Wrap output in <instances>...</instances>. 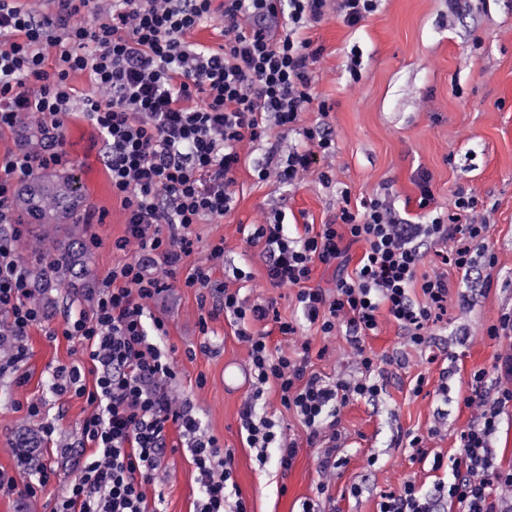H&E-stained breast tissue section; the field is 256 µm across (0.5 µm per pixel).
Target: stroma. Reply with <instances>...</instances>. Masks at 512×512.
Segmentation results:
<instances>
[{"label":"stroma","mask_w":512,"mask_h":512,"mask_svg":"<svg viewBox=\"0 0 512 512\" xmlns=\"http://www.w3.org/2000/svg\"><path fill=\"white\" fill-rule=\"evenodd\" d=\"M307 34L323 48L315 65V88L329 106L327 115L304 113L303 123L327 122L336 139V154L327 166L331 182L318 174L285 187L276 180L257 181L252 175L262 146L243 144L244 162L237 174L236 209L224 219L192 228L196 250L178 270V278L199 265L211 269L215 285L239 290L252 302L274 300L282 317L297 315L296 288L271 287L264 277L260 247L246 243L241 228L263 223L267 214H284L289 233L305 225L333 220L336 195L351 192L352 200L377 196L400 217L425 224L431 211L448 213L458 188L479 201L478 216L490 226L487 248L477 251L469 274L450 272L452 284L448 320L431 337L434 362L405 347V338L389 317H381L366 349L382 362L383 390L375 401H349L341 408L337 429L344 460L336 474L321 472L320 450L275 391H268L259 412L278 415L298 454L281 474L276 458L258 465L240 428L239 413L252 394L248 347L224 315L206 318L194 289L174 287L149 301V317L164 321L166 336L158 345L168 354L175 377L163 389L174 405H190L204 432L234 454L237 492L250 512H299L306 500L321 512H376L381 494L395 492L412 481L425 494L453 479L458 456L455 433L470 421L473 410L464 403L474 390L471 376L494 371L512 356L511 336H488L499 316L512 312V0H378L375 12L354 26L343 23L335 6ZM362 54L359 77L347 68L351 48ZM63 148L69 171L82 197V209L102 215L99 224L85 225L86 237L98 239L92 252L96 279H103L117 256L113 239L125 233V214L100 156L97 130L75 111L64 120ZM429 175L431 211L418 208L420 175ZM223 242L224 254L214 258L210 246ZM252 272L236 280V269ZM45 314L28 337V357L20 372L23 383L0 378V471L29 481L13 453L18 432L53 422L56 431L41 449L51 479L37 495H0V512H49L61 487L79 473L90 451L80 448V424L93 407L86 398L55 395V366L78 365L86 382H93L92 365L79 345L63 337L64 321L91 313L84 293L51 288L35 296ZM272 349L300 351L303 343L323 350L312 360L315 371L332 379L352 380L358 369L344 334L326 338L308 324L285 337L270 330ZM424 374L421 393H413L414 378ZM42 405L30 417L29 402ZM426 435L427 456L406 447L408 432ZM74 447L64 458L60 447ZM441 469H433L434 455ZM328 485V497L318 493ZM362 489L352 496L351 486ZM145 492L151 512H196L200 497L188 440L170 428L167 451Z\"/></svg>","instance_id":"1"}]
</instances>
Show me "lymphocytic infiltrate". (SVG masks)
Wrapping results in <instances>:
<instances>
[{"label": "lymphocytic infiltrate", "instance_id": "obj_1", "mask_svg": "<svg viewBox=\"0 0 512 512\" xmlns=\"http://www.w3.org/2000/svg\"><path fill=\"white\" fill-rule=\"evenodd\" d=\"M327 0H0V129L30 119L59 129L81 108L97 129L112 194L125 213V233L112 243L120 259L101 281L91 314L67 319L64 336L85 349L94 385L80 366L59 365L52 373L55 394L86 398L95 411L80 427L82 443L95 447L78 477L63 487L51 512H148L144 486L167 450L169 425L191 441L192 463L200 476L199 512H224L234 482L232 457L202 431L189 405L173 406L158 386L173 378L172 363L154 343L165 335L162 320H148L147 302L170 289L156 261L178 268L194 250L189 229L235 208L236 174L243 143H267L254 175L293 185L316 171L336 151L325 127H305L301 116L328 106L315 93L313 65L322 49L304 30L323 15ZM215 22L223 44L189 42V35ZM284 24L275 36L272 29ZM87 74L95 95L75 100L70 77ZM302 137L299 148L282 152L269 144V128ZM62 137L37 149L19 150L0 161V312L14 352L0 363L1 375L17 374L26 360L29 330L41 324L32 303V283L14 249L21 236L13 204L18 186L43 169L68 165ZM476 197L458 189L454 210L416 224L397 217L379 198L352 202L341 191L333 221L290 237L282 214L244 225L247 244L262 246L271 286L297 287L303 320L322 336L344 330L362 374L329 383L314 372L308 356L272 351L264 324L284 336L297 331L274 302L253 304L239 291L221 289L212 313H226L235 334L247 343L251 401L240 421L259 463L275 449L281 470L298 453L280 420L258 413L257 401L275 386L282 406L305 428L309 443L335 431L341 407L375 399L382 390L381 366L367 354L363 339L375 334L380 313L402 330L408 346L425 349L431 331L448 313L449 270L467 272L471 246L487 241L490 227L470 222ZM449 243L439 269L424 273L426 249ZM364 244L355 268L351 245ZM139 254H131V245ZM334 270L332 289L312 288L315 264ZM512 405V360L493 400L458 434L454 479L442 496L423 494L411 481L382 495L377 512H508L512 467H503L491 446L503 410Z\"/></svg>", "mask_w": 512, "mask_h": 512}]
</instances>
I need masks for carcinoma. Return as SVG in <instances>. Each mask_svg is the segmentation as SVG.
<instances>
[{"label":"carcinoma","instance_id":"carcinoma-1","mask_svg":"<svg viewBox=\"0 0 512 512\" xmlns=\"http://www.w3.org/2000/svg\"><path fill=\"white\" fill-rule=\"evenodd\" d=\"M41 187L38 191L27 190L16 200L20 215L31 218L42 226L72 223L71 234L44 248L47 263L37 264L28 270L33 287L70 288L79 291L93 279L89 266L91 246L77 224L75 205L78 201L76 187L71 177L62 173L38 174ZM41 436L36 429L23 432L15 448L17 460L31 471H36Z\"/></svg>","mask_w":512,"mask_h":512}]
</instances>
